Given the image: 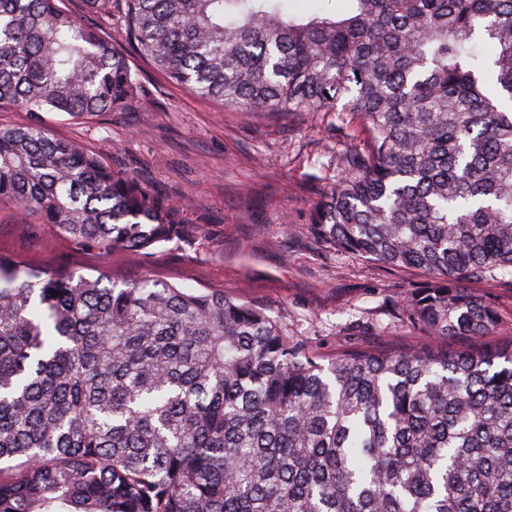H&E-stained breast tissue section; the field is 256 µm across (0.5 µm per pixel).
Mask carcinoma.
<instances>
[{"label": "carcinoma", "mask_w": 512, "mask_h": 512, "mask_svg": "<svg viewBox=\"0 0 512 512\" xmlns=\"http://www.w3.org/2000/svg\"><path fill=\"white\" fill-rule=\"evenodd\" d=\"M114 0H0V106L80 121L137 92ZM139 55L245 112L346 113L367 149L322 179L311 229L426 276L428 337L327 365L264 310L145 276L0 258V512H512V344L467 282L512 268V0H121ZM495 47L492 65L480 43ZM100 249L181 210L38 120L0 126V202Z\"/></svg>", "instance_id": "cac0c4a2"}]
</instances>
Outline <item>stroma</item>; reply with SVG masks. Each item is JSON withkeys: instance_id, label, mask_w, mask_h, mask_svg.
<instances>
[{"instance_id": "stroma-1", "label": "stroma", "mask_w": 512, "mask_h": 512, "mask_svg": "<svg viewBox=\"0 0 512 512\" xmlns=\"http://www.w3.org/2000/svg\"><path fill=\"white\" fill-rule=\"evenodd\" d=\"M127 57L139 82L127 109L80 122L59 113L44 120L52 136L175 200L182 234L141 251L103 252L2 203L0 257L37 271L127 281L150 275L190 292L221 291L267 311L326 362L342 344L395 351L420 344L397 306L422 276L330 249L310 231L317 176L363 147L343 128L342 113L228 110L135 52ZM472 289L497 315L495 343H511L512 273Z\"/></svg>"}]
</instances>
